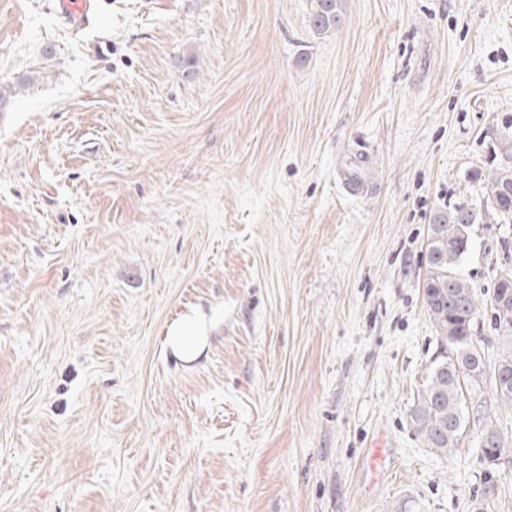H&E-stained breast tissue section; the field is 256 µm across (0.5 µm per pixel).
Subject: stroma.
I'll return each instance as SVG.
<instances>
[{
	"label": "stroma",
	"instance_id": "1",
	"mask_svg": "<svg viewBox=\"0 0 512 512\" xmlns=\"http://www.w3.org/2000/svg\"><path fill=\"white\" fill-rule=\"evenodd\" d=\"M344 2L318 37L309 0H0V512H512L491 378L455 452L408 420L430 217L512 120V0ZM472 238L484 304L512 224ZM61 17L74 24H88L92 14L90 0H59ZM205 320L198 312L185 315L167 332L166 341L175 355L187 361L194 360L202 349Z\"/></svg>",
	"mask_w": 512,
	"mask_h": 512
}]
</instances>
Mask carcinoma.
Here are the masks:
<instances>
[{"mask_svg":"<svg viewBox=\"0 0 512 512\" xmlns=\"http://www.w3.org/2000/svg\"><path fill=\"white\" fill-rule=\"evenodd\" d=\"M344 0H310L308 13L312 33L322 35L342 24ZM492 167L486 171L474 169L470 180L478 185L479 202L450 203L433 213L426 245L424 301L427 314L448 349L426 379L409 412L413 433L439 455L458 447L466 432L464 408L467 394L483 381L481 348L475 344L481 318V304L473 285L461 273L460 265L472 246V227L475 224H512V134H505L490 148ZM503 269L498 275L495 290L512 287V257L502 256ZM454 336L448 344V336ZM503 382L494 386L497 401L512 407V347L498 356ZM479 441V453L496 451L493 441L500 438L497 428L488 424Z\"/></svg>","mask_w":512,"mask_h":512,"instance_id":"cac0c4a2","label":"carcinoma"}]
</instances>
